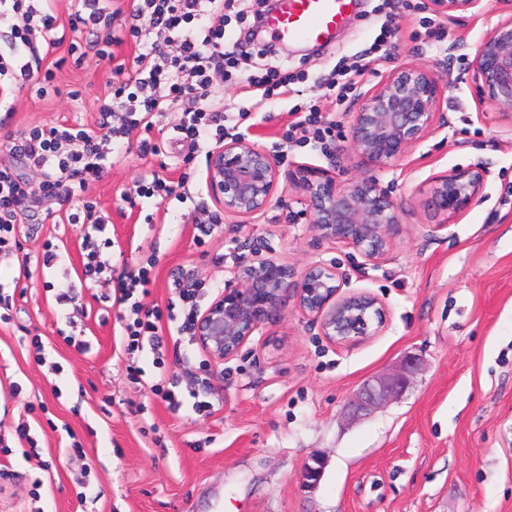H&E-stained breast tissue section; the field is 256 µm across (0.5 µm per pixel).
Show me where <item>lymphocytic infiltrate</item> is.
Here are the masks:
<instances>
[{"label": "lymphocytic infiltrate", "mask_w": 512, "mask_h": 512, "mask_svg": "<svg viewBox=\"0 0 512 512\" xmlns=\"http://www.w3.org/2000/svg\"><path fill=\"white\" fill-rule=\"evenodd\" d=\"M225 0H133L128 34L141 42L142 53L129 79L110 86L99 106L100 131L82 124L60 123L33 127L15 138L12 149L43 175L46 197L67 204L83 194L90 182L100 177L112 157V149L128 143L132 129L146 124L155 113L180 107L183 120L177 131L198 152H209L222 141L232 114L217 106L226 71L236 68L237 61L224 53V27L213 24V17L223 15ZM115 16L106 0H78L70 19L71 30L86 28L101 32L91 49L101 58H111L112 48L122 39L112 29ZM0 21L6 23L5 37L9 54H0V104L6 105L16 89L33 81L35 66L50 49L67 47L76 54L77 43L67 42L53 14L49 0H0ZM177 53H168V46ZM28 198L27 184L10 169L0 168V258L7 257L17 244V217ZM68 221L80 225L84 263L82 278L93 282H114V297L131 306L132 321L123 326L126 369L131 378L141 376L137 355H161L163 341L158 319L180 322L190 329L199 311L201 293L183 287L177 302L166 310H147L135 301V293H147L151 283L149 271L141 267L113 274L98 260L101 248L110 247L106 235L108 216H95L78 210Z\"/></svg>", "instance_id": "obj_1"}]
</instances>
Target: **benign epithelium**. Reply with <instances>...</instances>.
<instances>
[{
    "instance_id": "7a95c632",
    "label": "benign epithelium",
    "mask_w": 512,
    "mask_h": 512,
    "mask_svg": "<svg viewBox=\"0 0 512 512\" xmlns=\"http://www.w3.org/2000/svg\"><path fill=\"white\" fill-rule=\"evenodd\" d=\"M469 60L480 100L499 109L512 125V0ZM479 0H428L440 13L465 12ZM447 84L427 66L405 63L365 93L352 113L346 150L370 167V172L345 182L323 168L301 166L281 170L278 157L245 135L227 136L207 155V182L216 206L226 217H251L264 212L275 199L280 177L302 190L309 223L322 239L356 250L366 263L377 266L389 256L395 226L402 223L403 206L384 188L377 171L405 160L414 147L444 126L439 112ZM487 172L479 165L454 167L432 178L429 206L439 230L460 218L482 197ZM346 278L336 264L314 261L301 273L253 248L236 264L224 291L199 313L195 341L216 364L233 358L254 333L280 317L283 296L296 294L299 311L319 323L322 335L333 341L350 336H373L386 322L383 305L373 296H342ZM419 370L418 360L405 357L392 373L363 384L347 407L352 417L369 415L401 396ZM323 462L312 459L302 473L305 486L321 479Z\"/></svg>"
}]
</instances>
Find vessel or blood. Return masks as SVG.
Here are the masks:
<instances>
[{
	"label": "vessel or blood",
	"mask_w": 512,
	"mask_h": 512,
	"mask_svg": "<svg viewBox=\"0 0 512 512\" xmlns=\"http://www.w3.org/2000/svg\"><path fill=\"white\" fill-rule=\"evenodd\" d=\"M355 0H279L269 17L271 36L282 41H327L352 11Z\"/></svg>",
	"instance_id": "b4317fda"
}]
</instances>
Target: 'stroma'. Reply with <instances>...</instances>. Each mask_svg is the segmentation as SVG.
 Instances as JSON below:
<instances>
[{"label":"stroma","instance_id":"stroma-1","mask_svg":"<svg viewBox=\"0 0 512 512\" xmlns=\"http://www.w3.org/2000/svg\"><path fill=\"white\" fill-rule=\"evenodd\" d=\"M257 0H236L224 12V49L238 61L225 78L224 111H247L236 130L277 155L283 168L322 167L346 180L363 171L345 149L359 95L403 63L437 67L448 89L440 110L444 128L419 143L381 183L407 209L384 263L364 264L353 249L318 238L308 224L299 189L280 185L283 205L249 218H225L205 245L197 226L216 206L206 156L192 153L176 133L182 112L156 114L136 128L128 147L81 199L111 220L110 248L102 261L134 270L156 258L142 304L166 308L175 275L217 294L230 270L253 246L295 270L313 261L335 262L347 275L344 293H366L384 305L387 321L376 335L333 342L301 314L285 293L280 320L263 326L221 365L176 325L162 322L164 368L152 354L139 360L141 382L125 369V308L110 301L113 285L78 289L73 301L91 349L79 352L59 335L64 308L58 288L82 272L79 225L46 198L43 176L13 155L7 137L67 121L95 127L107 83L126 81L141 48L114 47L113 59L77 60L58 48L62 64L53 92L14 93L13 120L0 130V165L28 184L30 198L18 220L17 249L0 263V289L10 297L12 320L0 322V512H512V128L495 106L479 102L467 74L469 58L499 19V0H481L448 16L426 0H357V8L321 47L273 45L268 33L251 41ZM397 17L401 53L388 56L373 43ZM363 61L344 103L329 93L340 66ZM276 67L296 75L285 95L263 97L246 79ZM314 105L339 124L335 143L322 151L299 146L288 132L298 108ZM151 138L162 147L141 155ZM479 164L489 171L483 198L454 224L430 228L424 207L434 175ZM183 184L189 203L171 208L147 199L128 204L152 174ZM57 250L53 268L42 265ZM41 337L42 348L31 340ZM408 355L420 370L401 398L370 416L353 419L345 408L363 383L395 368ZM63 367L48 373L47 363ZM177 376L179 393L196 391L212 403L171 412L151 390L160 370ZM28 422L40 446L31 455L13 431ZM80 440L84 454L69 444ZM324 459L314 490L301 486L313 456ZM90 483L78 487L84 466Z\"/></svg>","mask_w":512,"mask_h":512}]
</instances>
